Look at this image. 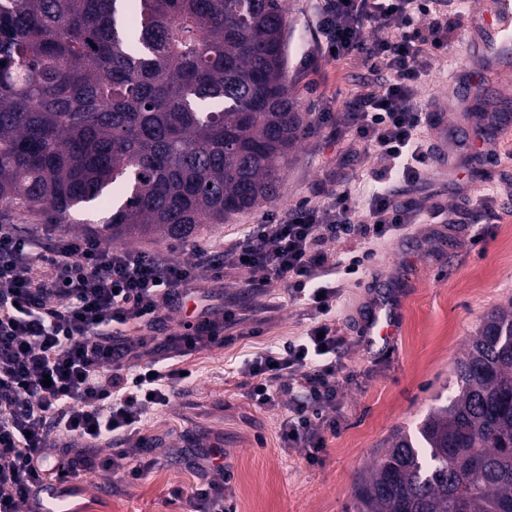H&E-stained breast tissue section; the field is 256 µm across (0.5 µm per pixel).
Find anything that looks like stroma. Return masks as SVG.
I'll return each instance as SVG.
<instances>
[{
  "label": "stroma",
  "mask_w": 512,
  "mask_h": 512,
  "mask_svg": "<svg viewBox=\"0 0 512 512\" xmlns=\"http://www.w3.org/2000/svg\"><path fill=\"white\" fill-rule=\"evenodd\" d=\"M288 9V77L306 119L352 104L365 85L385 83V73L359 57L303 67L316 45L314 2L289 0ZM468 64L460 46L451 45L425 77L421 102L445 95ZM494 112L512 119V74H492L487 93L468 111L428 113L422 135L436 149L435 165L421 182L401 188L404 199L421 203L420 219L404 236L378 246L361 285L341 288L338 329L346 342L339 355L351 378L342 386L338 426L326 437L321 463L308 464L305 449L281 447L280 409L255 406L242 373L246 359L301 334L308 324L306 306L281 287L267 296L271 309L256 334L184 360L191 378L145 425L161 458L147 477L132 482L109 471L81 472L60 501L61 512H186L172 491L198 481L196 460L185 446L188 435L223 446L224 484L234 512H347L358 476L395 435L413 430L435 395L453 392L454 363L479 321L512 301V133L497 137L496 159L471 161L459 131ZM382 166L374 154L335 141L331 128L308 127L279 198L224 223L201 225L196 237L216 245L240 236L310 196L330 174L340 188L370 187L373 171ZM438 207L452 211V223L434 216ZM377 280L393 282L402 304L399 334L390 345L369 344L357 334Z\"/></svg>",
  "instance_id": "stroma-1"
}]
</instances>
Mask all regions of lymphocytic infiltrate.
<instances>
[{"label": "lymphocytic infiltrate", "mask_w": 512, "mask_h": 512, "mask_svg": "<svg viewBox=\"0 0 512 512\" xmlns=\"http://www.w3.org/2000/svg\"><path fill=\"white\" fill-rule=\"evenodd\" d=\"M319 58L362 56L386 71L381 89H365L343 113H317L316 124L343 126L354 142L384 160L378 188L360 200L333 177L314 197L266 219L219 248L193 244V262L178 264L141 250L115 249L95 234L62 235L54 225L23 230L0 225V512H44L34 486L64 485L98 468L140 480L154 462L145 421L166 407L182 381L181 358L231 344L254 318L199 292L223 268L244 270L256 297L284 284L306 301L312 321L301 336L246 363L251 398L284 407L279 437L316 462L336 412L346 367L336 327L338 281L365 262L333 257L326 245L361 238L386 242L420 214L397 204L392 183L420 180L431 160L421 138L417 91L431 63L459 41L463 13L447 0H316ZM198 300L192 319L169 327L167 313ZM118 444L103 458L100 445ZM200 478L176 489L193 512H225L224 485L210 479L224 450L196 449Z\"/></svg>", "instance_id": "obj_1"}]
</instances>
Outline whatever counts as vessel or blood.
Wrapping results in <instances>:
<instances>
[{
	"mask_svg": "<svg viewBox=\"0 0 512 512\" xmlns=\"http://www.w3.org/2000/svg\"><path fill=\"white\" fill-rule=\"evenodd\" d=\"M461 43L469 58L479 62V75L456 82L434 109L450 112L469 103L487 84L490 72L512 63V0H493L491 7L470 13ZM399 331L398 309L388 294H380L363 319L361 334L367 341L391 342Z\"/></svg>",
	"mask_w": 512,
	"mask_h": 512,
	"instance_id": "1",
	"label": "vessel or blood"
}]
</instances>
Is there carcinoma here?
Wrapping results in <instances>:
<instances>
[{
	"mask_svg": "<svg viewBox=\"0 0 512 512\" xmlns=\"http://www.w3.org/2000/svg\"><path fill=\"white\" fill-rule=\"evenodd\" d=\"M0 14V205L49 224L94 201L119 239L186 243L278 196L304 134L286 0H11ZM456 393L396 435L350 512H512V302Z\"/></svg>",
	"mask_w": 512,
	"mask_h": 512,
	"instance_id": "carcinoma-1",
	"label": "carcinoma"
}]
</instances>
